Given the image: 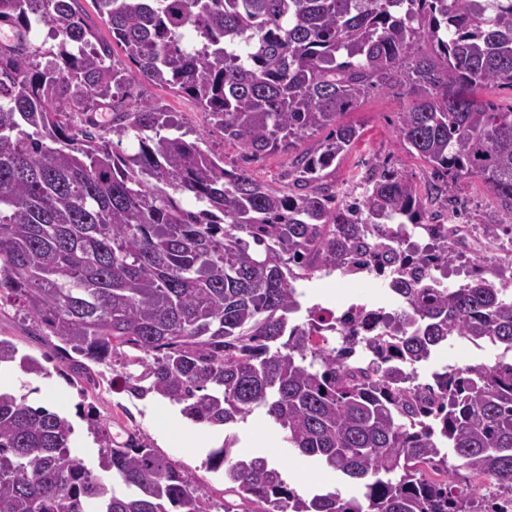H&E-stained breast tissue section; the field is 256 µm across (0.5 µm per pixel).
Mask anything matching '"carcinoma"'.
<instances>
[{"instance_id":"cac0c4a2","label":"carcinoma","mask_w":512,"mask_h":512,"mask_svg":"<svg viewBox=\"0 0 512 512\" xmlns=\"http://www.w3.org/2000/svg\"><path fill=\"white\" fill-rule=\"evenodd\" d=\"M91 3L111 39L79 0H0V294L76 373L85 359L119 370L131 397L208 427L262 408L294 453L358 487L301 496L226 441L208 460L234 496L224 512H508L512 362L445 366L426 383L417 366L456 340L512 354V294L481 263L456 288L432 275L460 240L400 171L374 164L347 200L322 179L361 137L340 115L400 85L411 102L398 137L448 176L433 202L460 209L458 181L477 176L512 221V105L476 98L512 87V0ZM42 27L58 40L47 50L29 40ZM114 43L136 72L115 65ZM134 85V104L116 105ZM150 87L194 99L252 157L331 131L297 157L298 191L280 190L176 133ZM362 272L383 278L394 308L297 323L298 282ZM13 364L49 374L0 338V366ZM87 423L107 480L75 454L69 417L0 390V512L215 508L146 438ZM459 468L495 492L454 489Z\"/></svg>"}]
</instances>
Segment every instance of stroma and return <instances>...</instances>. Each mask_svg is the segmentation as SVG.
I'll list each match as a JSON object with an SVG mask.
<instances>
[{"label":"stroma","mask_w":512,"mask_h":512,"mask_svg":"<svg viewBox=\"0 0 512 512\" xmlns=\"http://www.w3.org/2000/svg\"><path fill=\"white\" fill-rule=\"evenodd\" d=\"M148 93L158 107L170 112L174 121L182 126L188 140L204 136L215 152L223 154L226 166L244 164L270 185L283 189L290 186L293 154L276 152L244 161L240 147L225 140L223 131L192 98L162 87L149 88ZM408 104L405 90L399 86L373 89L362 96L355 107L342 117L343 123L360 128L361 138L343 159L328 169L326 184L339 192L349 191L354 187L357 174L365 172L376 161L385 160L409 177L421 195H428L430 187L437 181L435 171L422 158L410 153L395 133L398 116ZM458 195L465 204L466 221L471 224L474 234L466 245L460 246V257L449 270L448 282L452 285L462 282L470 260L488 248L486 225L502 221L493 199L478 177L461 179ZM304 288V302L309 306L318 303L332 308L354 302L389 308L395 304L391 294L384 292L373 280L354 282L333 275L312 279L305 283ZM0 337L11 340L20 354L44 360L48 375H28L15 366L0 370V375L7 377L10 391L27 395L30 404L70 416L76 426L79 455L89 468L98 466V447L87 432L85 420L86 414L90 413L111 427L119 426L145 435L158 454L170 459L216 503L224 500L223 474L207 469L205 460L212 449L222 445L228 433L236 436L234 455L244 458L253 451L269 463L279 465L290 487L301 495L340 482L335 473L293 454L283 442L280 429L269 422L263 410L253 411L247 421L227 430L203 427L185 419L178 407L168 401L129 398L123 390L120 374L106 366H93L86 377L72 378L60 374L56 338L38 331L33 321L25 319L6 297L0 299ZM499 355L495 347L478 349L460 341L436 354L420 367L419 373L426 377L446 364L482 363L492 366L498 362ZM255 425L267 436L266 448L256 450L252 447L251 428Z\"/></svg>","instance_id":"35a3bbf8"}]
</instances>
